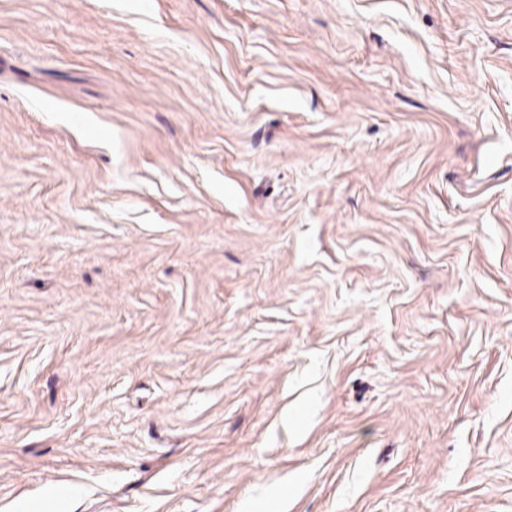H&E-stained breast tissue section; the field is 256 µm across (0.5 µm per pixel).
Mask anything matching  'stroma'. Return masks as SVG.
I'll use <instances>...</instances> for the list:
<instances>
[{"instance_id": "obj_1", "label": "stroma", "mask_w": 512, "mask_h": 512, "mask_svg": "<svg viewBox=\"0 0 512 512\" xmlns=\"http://www.w3.org/2000/svg\"><path fill=\"white\" fill-rule=\"evenodd\" d=\"M512 512V0H0V512Z\"/></svg>"}]
</instances>
